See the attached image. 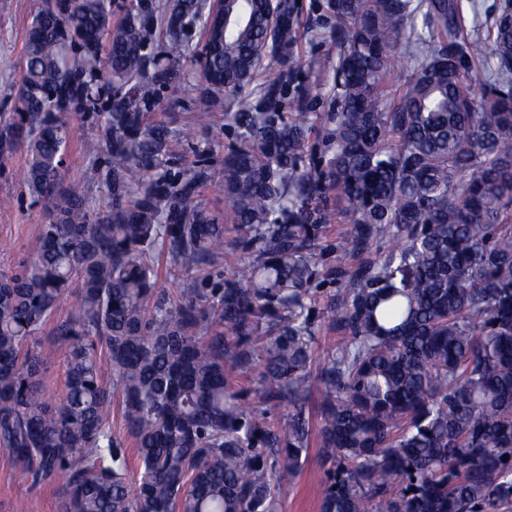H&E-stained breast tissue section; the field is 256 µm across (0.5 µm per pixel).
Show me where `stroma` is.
I'll return each mask as SVG.
<instances>
[{"instance_id": "35a3bbf8", "label": "stroma", "mask_w": 512, "mask_h": 512, "mask_svg": "<svg viewBox=\"0 0 512 512\" xmlns=\"http://www.w3.org/2000/svg\"><path fill=\"white\" fill-rule=\"evenodd\" d=\"M299 21L305 36L298 50L296 80L309 89L308 109H328L331 77L316 72L320 60L335 57L338 48L331 38L333 22L327 0H298ZM43 0H0V113L14 111L19 89V75L24 66L25 40L29 27ZM205 87L196 76L180 78L160 88L152 113L170 121L173 130L196 120L198 100ZM74 131L66 159V176L79 177L87 165L103 158L102 148L84 117L73 119ZM227 142L223 109H216L208 125L200 127L193 141H179L175 154L184 160L203 156L210 179L203 189L202 201L214 214H224V195L219 188ZM24 152L8 160L5 173H0V198L10 199L0 208V270L15 268L33 253L44 221L40 205L35 204L23 183ZM323 476L320 450L311 447L302 474L282 493L278 512H320ZM60 481L32 484L24 468L7 451L0 450V512H13L16 500H26L29 512H59Z\"/></svg>"}]
</instances>
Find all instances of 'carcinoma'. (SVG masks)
Wrapping results in <instances>:
<instances>
[{
	"instance_id": "carcinoma-1",
	"label": "carcinoma",
	"mask_w": 512,
	"mask_h": 512,
	"mask_svg": "<svg viewBox=\"0 0 512 512\" xmlns=\"http://www.w3.org/2000/svg\"><path fill=\"white\" fill-rule=\"evenodd\" d=\"M329 9V111L308 112L297 0H224L197 122L237 108L221 187L239 258L212 287L226 225L196 200L207 170L172 173L171 130L148 114L206 26L202 0H129L115 27L111 0H52L35 16L16 112L0 115V170L24 150L45 215L35 255L0 271V448L35 484L65 480L61 512H278L313 439L321 512L512 507V0L469 42L461 0ZM480 59L494 77L478 94ZM74 112L91 114L103 160L67 181ZM155 252L178 272L171 295L155 296ZM326 283L343 341L315 367ZM54 355L64 389L45 399Z\"/></svg>"
}]
</instances>
